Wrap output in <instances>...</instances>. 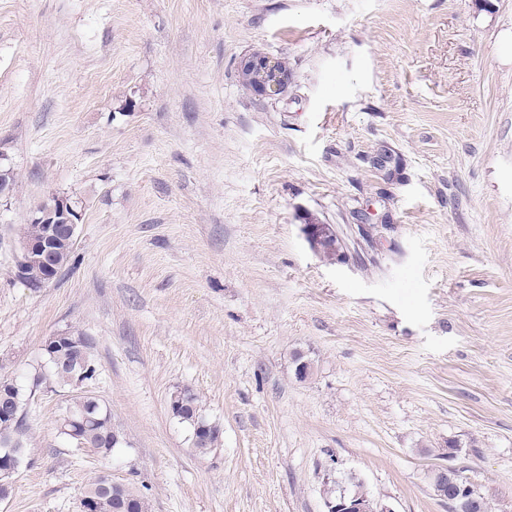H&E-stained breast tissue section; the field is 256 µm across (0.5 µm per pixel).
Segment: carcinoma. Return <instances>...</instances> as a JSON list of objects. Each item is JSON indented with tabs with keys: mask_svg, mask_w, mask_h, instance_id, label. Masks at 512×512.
<instances>
[{
	"mask_svg": "<svg viewBox=\"0 0 512 512\" xmlns=\"http://www.w3.org/2000/svg\"><path fill=\"white\" fill-rule=\"evenodd\" d=\"M313 247L328 261L341 258L343 246L336 237L332 226H322L315 238ZM44 363L34 369L29 378V388L17 382L16 379L1 375L0 383H11V396L17 409L19 419L10 423L0 420V457L3 451L9 449L18 461H23L24 448L22 437L25 432L24 406L30 394L46 389L51 391L57 387H73L81 381H90L97 376L98 367L95 356V345L91 337L81 333H70L58 336L45 344ZM172 414L192 429V446L196 451L205 453L218 443L222 431L206 414L202 400L189 389H181L170 396ZM67 414L75 419L83 416L90 417L83 428L72 434L61 426V434L74 448H87L106 459L113 456L121 447L124 439L112 424L111 413L94 396L81 395L74 398ZM347 486H342L337 480L324 483L323 498L331 500L342 491L361 495L368 494L361 481L346 478ZM91 498L95 507L93 512H150L148 498L124 484L120 487L103 486L102 476L91 479L84 489L80 501Z\"/></svg>",
	"mask_w": 512,
	"mask_h": 512,
	"instance_id": "cac0c4a2",
	"label": "carcinoma"
}]
</instances>
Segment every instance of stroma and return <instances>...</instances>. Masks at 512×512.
I'll return each mask as SVG.
<instances>
[{"label":"stroma","mask_w":512,"mask_h":512,"mask_svg":"<svg viewBox=\"0 0 512 512\" xmlns=\"http://www.w3.org/2000/svg\"><path fill=\"white\" fill-rule=\"evenodd\" d=\"M256 49L288 61L279 98L238 81ZM0 166V365L92 336L82 391L127 442L71 447L78 390L37 391L0 512H78L102 472L152 512H324L339 472L448 512L429 474L452 441L512 512V0H0ZM55 194L78 239L34 289L17 229ZM180 388L222 429L208 453ZM312 246L328 261L340 259L343 252V246L330 224L329 226L323 224ZM172 414L192 429V446L200 453H206L218 443L222 431L206 414L202 400L189 389L177 390L170 396ZM207 427L199 430L200 425Z\"/></svg>","instance_id":"obj_1"}]
</instances>
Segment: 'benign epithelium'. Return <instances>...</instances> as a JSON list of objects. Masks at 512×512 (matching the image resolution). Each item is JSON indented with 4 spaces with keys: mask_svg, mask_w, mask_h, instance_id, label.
<instances>
[{
    "mask_svg": "<svg viewBox=\"0 0 512 512\" xmlns=\"http://www.w3.org/2000/svg\"><path fill=\"white\" fill-rule=\"evenodd\" d=\"M239 79L250 84V90L260 98L276 99L288 89L292 75L281 64V60L268 56L256 50L243 57L238 65ZM82 214L66 199L57 198L56 205L48 210L32 211L29 220L35 224L46 226L45 237L39 241H27L21 246V253L15 264L14 276L25 281V268L34 259L42 260L47 268V276L43 284L54 281L60 270L52 260L53 244L57 228L64 226L68 232V243H76L77 232ZM443 476L447 477L457 490L460 512H465L468 503L473 500L472 485L460 477L458 470L452 467L441 468ZM325 512H394L387 504L358 495H342L336 498V503L324 502Z\"/></svg>",
    "mask_w": 512,
    "mask_h": 512,
    "instance_id": "1",
    "label": "benign epithelium"
}]
</instances>
